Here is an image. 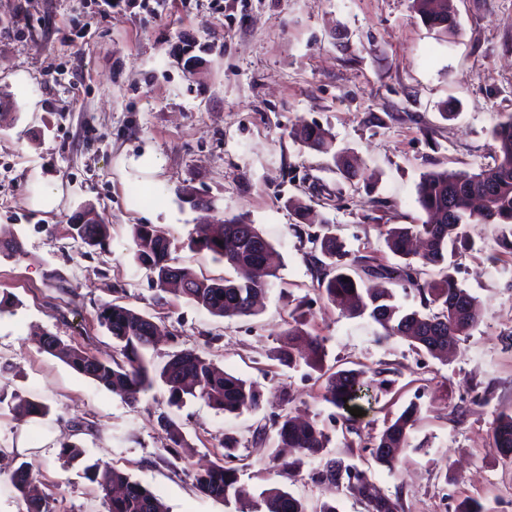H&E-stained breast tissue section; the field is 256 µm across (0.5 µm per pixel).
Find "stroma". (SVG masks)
<instances>
[{
  "label": "stroma",
  "mask_w": 512,
  "mask_h": 512,
  "mask_svg": "<svg viewBox=\"0 0 512 512\" xmlns=\"http://www.w3.org/2000/svg\"><path fill=\"white\" fill-rule=\"evenodd\" d=\"M453 4L457 27L444 35L427 28L413 0H0V97L15 107L0 120V232L24 249L22 259L0 257V297L15 303L0 314V395L51 407L26 422L0 411V512L26 510L9 483L24 461L56 512H105L83 474L94 462L150 487L170 512H225L188 472L219 457L228 433L240 441L248 498L281 483L309 512L330 498L339 512H365L356 498L313 483L310 463L278 475L269 443L254 442L252 431L284 401L324 426L331 455L347 463L417 403L401 468L372 469L381 492L399 495L401 512H456L468 499L512 512V462L492 435L496 416L512 414V252L498 242L500 226L470 225L469 244L456 251V277L481 320L444 362L328 304L310 261L326 218L350 257L395 265L385 232L424 221L421 175L493 164V128L512 113V0ZM185 39L211 49L200 78L185 77L170 56ZM33 98L39 111L27 109ZM313 121L352 158L357 179L295 141L294 129ZM186 188L244 215L278 253V277L257 315L213 316L154 288L134 262L131 227L151 224L180 242V265L230 275L209 253L186 249L202 216L184 200ZM50 191L58 203L46 211L39 200ZM296 202L310 207L314 224L298 223ZM85 207L107 224L106 249L86 252L71 237L68 220ZM112 300L171 331L155 361L197 350L253 382L261 411L225 414L192 397L170 408L160 388L131 404L42 349L36 335L49 331L111 357L96 312ZM300 304L307 331L325 339V367L381 373L383 384L356 402L362 416L325 401L317 371L276 359ZM486 386L489 404L458 417L462 395ZM163 410L189 445L174 467L157 420ZM66 443L80 447V462L62 455Z\"/></svg>",
  "instance_id": "obj_1"
}]
</instances>
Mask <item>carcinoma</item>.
<instances>
[{"label": "carcinoma", "instance_id": "carcinoma-1", "mask_svg": "<svg viewBox=\"0 0 512 512\" xmlns=\"http://www.w3.org/2000/svg\"><path fill=\"white\" fill-rule=\"evenodd\" d=\"M425 24L442 33L456 26L452 0H415ZM493 136L498 143L495 165L476 173L465 171H429L421 176L417 187L418 203L426 215L420 224L392 227L385 233L389 251L401 260L395 272L365 261L349 262L334 232V225L326 220L322 233L313 243L319 245L321 256L312 257L317 290L328 303L354 315H368L383 329V338L401 337L418 350L439 358L448 343L468 334L479 322L475 316L477 299L462 288L454 275V264L448 261V247L467 243L466 228L470 224H499L509 229L501 234L500 244L512 249V113L496 124ZM301 145L321 152L333 153V159L345 173L355 176L341 152L333 151L330 132L318 124H303L294 132ZM483 200L474 210L470 202ZM76 238L82 244L104 249L108 226L91 218L82 227L70 219ZM133 259L149 271L153 286L164 293L200 306L212 315L233 319L256 314L255 302L277 277L275 249L257 227L242 216H222L211 234L190 240V246L208 251L230 267L234 276L207 278L192 269L176 263V247L150 224L132 226ZM23 254L21 241L16 236L0 237V256L7 259ZM264 266L263 276L255 277V266ZM437 267L438 278L420 280V268ZM176 269L189 287H168L167 274ZM378 278L395 277L404 288L414 290L426 307L436 311L421 313L406 311L393 303L390 288L375 291L361 288L360 273ZM305 313L293 316L295 326L288 329V345L279 350L278 360L288 366L297 363L294 346L309 343V355L304 357L313 366L310 356L324 353V339L301 329ZM97 321L112 335L116 354L102 360L85 349L62 342L60 337L46 332L39 338L42 347L57 356L76 372L98 385L119 395L130 403L161 381L168 393V404L174 406L186 395L206 401L213 408L229 414L256 411L261 399L255 386L229 374L223 368L195 350L183 349L167 355L161 363L148 356L156 344L154 326L149 316L116 302L102 305ZM369 388L364 372L339 370L325 379L324 397L337 408H345L360 398L359 392ZM8 403L18 419L43 418L50 407L37 400L14 395L10 401L0 396V404ZM419 408L410 403L394 420L390 421L379 441L369 451L370 459L393 472L402 464L400 449L405 447L411 430L418 420ZM160 425L171 441L168 454L175 461L183 460L179 449L186 441L179 426L162 412ZM496 445L506 457L512 456V415H498L492 427ZM257 441L273 440V460L280 473L288 476L303 457H316L327 447L329 437L316 424L302 425L290 415L286 405L272 412L265 422L253 431ZM224 454L208 467L190 473L194 488L201 494L219 500L229 507L237 504L235 512H307L305 504L279 485L261 490L257 499L249 504L239 503L238 482L241 466L235 454L238 441L224 436ZM88 479L103 493L105 512H169L164 501L152 490L131 480L125 473L109 466L97 464L85 467ZM318 484L331 485L365 503L367 512H399V498L382 493L372 482L370 469L339 459H321L311 474ZM32 469L23 462L10 476L11 485L26 504V512H55V498L34 494Z\"/></svg>", "mask_w": 512, "mask_h": 512}]
</instances>
